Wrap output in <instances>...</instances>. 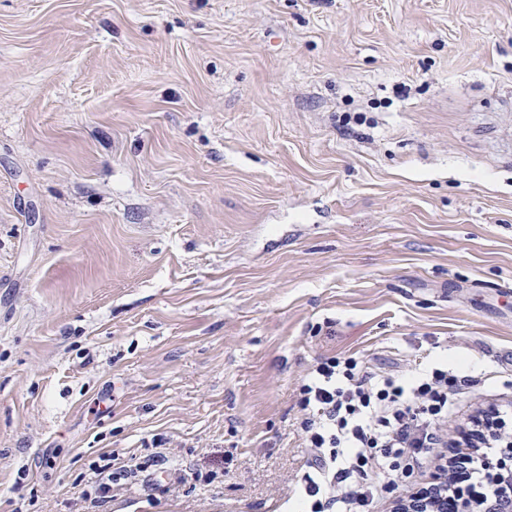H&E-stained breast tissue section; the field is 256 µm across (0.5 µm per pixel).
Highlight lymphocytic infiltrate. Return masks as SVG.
<instances>
[{"mask_svg": "<svg viewBox=\"0 0 512 512\" xmlns=\"http://www.w3.org/2000/svg\"><path fill=\"white\" fill-rule=\"evenodd\" d=\"M456 387L457 377L444 363L405 377L351 356L319 359L297 400L300 431L311 450L298 512H373L374 504L396 489L397 477L408 475L409 463L421 458L440 460L448 476L437 512H459L458 491L464 486L491 501L512 499L511 478H488L503 443L493 434L498 410L472 415L457 440L461 452L446 456L439 426ZM102 460L94 469L93 490L83 496L92 510L113 484L131 475V465L115 455Z\"/></svg>", "mask_w": 512, "mask_h": 512, "instance_id": "lymphocytic-infiltrate-1", "label": "lymphocytic infiltrate"}]
</instances>
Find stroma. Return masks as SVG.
<instances>
[{
    "instance_id": "stroma-1",
    "label": "stroma",
    "mask_w": 512,
    "mask_h": 512,
    "mask_svg": "<svg viewBox=\"0 0 512 512\" xmlns=\"http://www.w3.org/2000/svg\"><path fill=\"white\" fill-rule=\"evenodd\" d=\"M325 355L512 404V0H0V512H294ZM120 460L118 455L112 453L105 454L100 457V461L106 462L94 468L97 479L93 482L94 491H85L83 499L88 503V509L100 507L107 499L109 492L112 490V484H116L121 480H126L131 476L132 465L124 462H116ZM119 465V466H117ZM116 466V467H115Z\"/></svg>"
}]
</instances>
